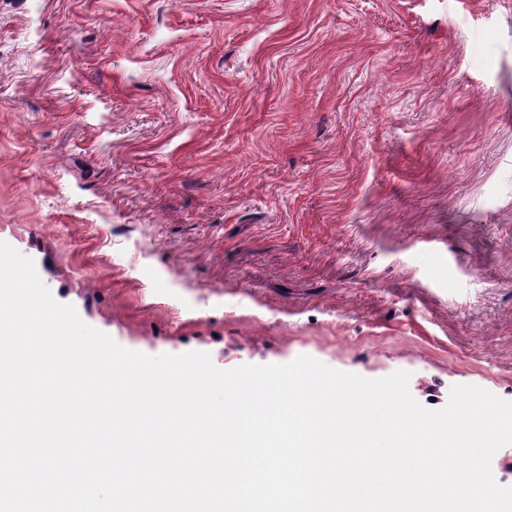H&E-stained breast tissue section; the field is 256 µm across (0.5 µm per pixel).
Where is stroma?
Returning <instances> with one entry per match:
<instances>
[{"label":"stroma","mask_w":512,"mask_h":512,"mask_svg":"<svg viewBox=\"0 0 512 512\" xmlns=\"http://www.w3.org/2000/svg\"><path fill=\"white\" fill-rule=\"evenodd\" d=\"M0 241L132 351L512 401V0H0Z\"/></svg>","instance_id":"1"}]
</instances>
